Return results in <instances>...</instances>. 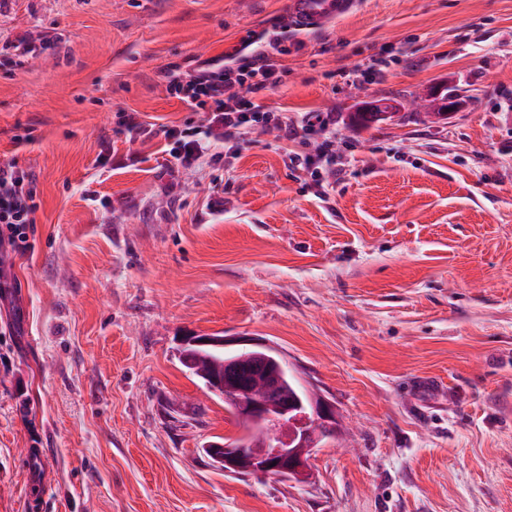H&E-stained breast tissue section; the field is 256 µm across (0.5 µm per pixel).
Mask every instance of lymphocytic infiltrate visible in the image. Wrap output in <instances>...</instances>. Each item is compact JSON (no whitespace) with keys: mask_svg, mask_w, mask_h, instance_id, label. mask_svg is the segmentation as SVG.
Segmentation results:
<instances>
[{"mask_svg":"<svg viewBox=\"0 0 512 512\" xmlns=\"http://www.w3.org/2000/svg\"><path fill=\"white\" fill-rule=\"evenodd\" d=\"M287 25L267 38H243L238 48L223 61H211L184 71L170 80L167 92L189 107L202 109L201 124L192 126H146L134 114L124 113L119 125L130 138L164 137L171 142L170 155L178 165L192 167L202 160L220 163L237 154L238 143L248 130L272 127L298 145L289 155L293 169L324 183L325 175L336 168V136L333 117L327 112H305L299 118L263 108L252 100L253 94L277 87L282 70L275 58L283 54L281 35ZM224 149L213 152L215 144ZM31 172L9 161L0 164V248L13 253L33 249L30 235L37 209Z\"/></svg>","mask_w":512,"mask_h":512,"instance_id":"obj_1","label":"lymphocytic infiltrate"}]
</instances>
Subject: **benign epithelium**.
<instances>
[{"label":"benign epithelium","mask_w":512,"mask_h":512,"mask_svg":"<svg viewBox=\"0 0 512 512\" xmlns=\"http://www.w3.org/2000/svg\"><path fill=\"white\" fill-rule=\"evenodd\" d=\"M236 345L253 351V363L244 368L229 356L224 361V372L211 376L206 388L223 395L236 396L242 418L264 430L269 436V447L255 454L230 443L210 446V452L228 473L250 474L258 477L274 476L280 479L302 481L308 475L309 453L318 439L310 434L314 427L329 436L333 432L334 410L325 401L288 397L280 392L290 367L271 346L254 338L229 339L224 336H187L182 343L181 360L192 365L191 346L225 348Z\"/></svg>","instance_id":"obj_1"}]
</instances>
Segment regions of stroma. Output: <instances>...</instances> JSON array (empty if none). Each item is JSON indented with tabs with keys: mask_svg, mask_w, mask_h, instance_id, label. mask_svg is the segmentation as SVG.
Returning <instances> with one entry per match:
<instances>
[{
	"mask_svg": "<svg viewBox=\"0 0 512 512\" xmlns=\"http://www.w3.org/2000/svg\"><path fill=\"white\" fill-rule=\"evenodd\" d=\"M288 0H0V162L31 171L34 249L0 256V512H512V0H360L290 31L256 103L330 112L325 186L251 132L176 165L200 122L160 73ZM447 118L348 124L435 82ZM255 337L343 428L306 481L224 472L223 401L188 333Z\"/></svg>",
	"mask_w": 512,
	"mask_h": 512,
	"instance_id": "35a3bbf8",
	"label": "stroma"
}]
</instances>
